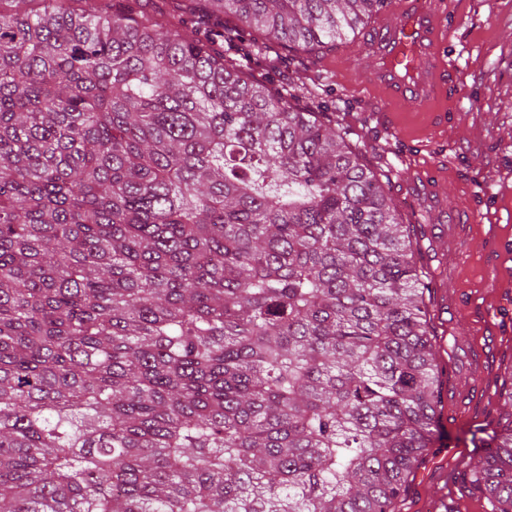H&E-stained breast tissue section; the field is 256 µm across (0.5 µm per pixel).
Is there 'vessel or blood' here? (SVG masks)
Masks as SVG:
<instances>
[{
  "label": "vessel or blood",
  "instance_id": "obj_1",
  "mask_svg": "<svg viewBox=\"0 0 512 512\" xmlns=\"http://www.w3.org/2000/svg\"><path fill=\"white\" fill-rule=\"evenodd\" d=\"M447 0H399L394 15L379 18L384 35L365 53L372 64L370 83L395 101L428 108L441 100V45L447 30L441 19ZM409 194L424 197L435 213H444L448 198L431 174L419 173L404 185Z\"/></svg>",
  "mask_w": 512,
  "mask_h": 512
}]
</instances>
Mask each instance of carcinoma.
I'll return each mask as SVG.
<instances>
[{"label": "carcinoma", "instance_id": "cac0c4a2", "mask_svg": "<svg viewBox=\"0 0 512 512\" xmlns=\"http://www.w3.org/2000/svg\"><path fill=\"white\" fill-rule=\"evenodd\" d=\"M189 2L0 0V512H395L440 403L414 225L214 44L332 50L385 0Z\"/></svg>", "mask_w": 512, "mask_h": 512}]
</instances>
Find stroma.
<instances>
[{"label": "stroma", "mask_w": 512, "mask_h": 512, "mask_svg": "<svg viewBox=\"0 0 512 512\" xmlns=\"http://www.w3.org/2000/svg\"><path fill=\"white\" fill-rule=\"evenodd\" d=\"M444 24L446 105L432 112L410 111L366 83L369 60L359 47L376 37L371 25L338 43L334 64L309 62L298 72L307 86L323 79L319 104L353 132L370 167L437 169L450 199L447 214L432 221L399 182L390 186L400 212L418 225L441 393L439 438L396 512H489L487 500L449 483L448 474L480 458V431L497 424L499 374L512 362V252L501 256L506 276L498 287H487L485 267L488 239L512 242V0H449ZM465 218V260L452 269L443 231Z\"/></svg>", "instance_id": "35a3bbf8"}]
</instances>
